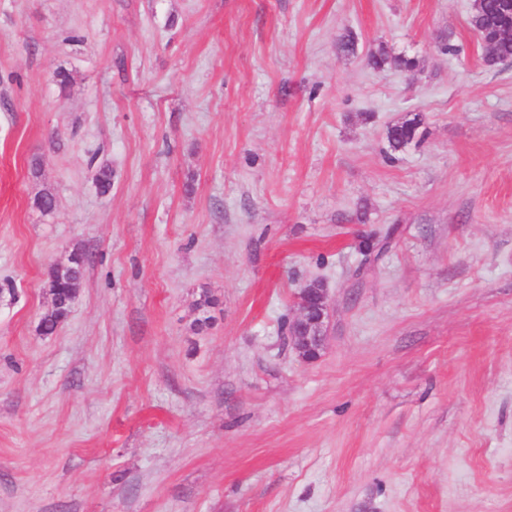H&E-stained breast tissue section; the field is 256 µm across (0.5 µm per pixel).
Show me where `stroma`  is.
<instances>
[{"mask_svg": "<svg viewBox=\"0 0 512 512\" xmlns=\"http://www.w3.org/2000/svg\"><path fill=\"white\" fill-rule=\"evenodd\" d=\"M471 4L0 0V512H512V62ZM491 45V51L486 52L483 41V60L484 63L493 66L496 63L512 61V38H498L495 41L488 42ZM368 64L376 70L394 68L410 70L416 65V61L405 54H391L385 48H379L368 54ZM422 125V115L416 114L412 119L390 126L387 131V143L390 154L401 152L412 143H418L421 140L420 128ZM47 281L51 295L56 298V303L55 307L41 318L40 330L44 335H51L68 317L65 312L69 307L70 295L66 288H55V281L50 273H48ZM298 312L290 321L298 328L296 335L292 336V342L301 359L305 361L316 359L320 347L314 344L312 336L305 333V328L325 322L329 319V298L327 288L321 281H312L297 293Z\"/></svg>", "mask_w": 512, "mask_h": 512, "instance_id": "1", "label": "stroma"}]
</instances>
